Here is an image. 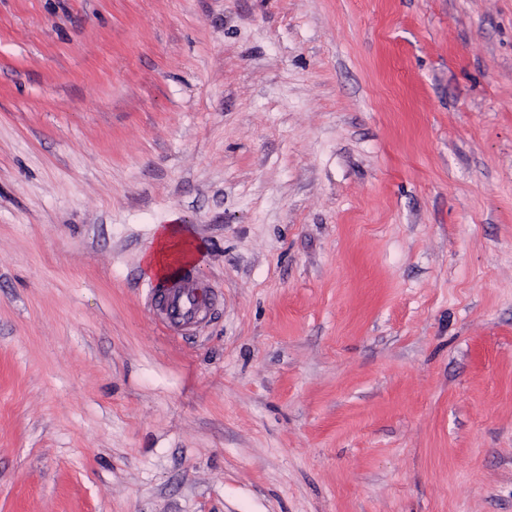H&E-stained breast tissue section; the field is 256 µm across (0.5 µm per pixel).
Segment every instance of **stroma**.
<instances>
[{"instance_id":"35a3bbf8","label":"stroma","mask_w":512,"mask_h":512,"mask_svg":"<svg viewBox=\"0 0 512 512\" xmlns=\"http://www.w3.org/2000/svg\"><path fill=\"white\" fill-rule=\"evenodd\" d=\"M0 512H512V0H0ZM182 225L166 224L158 228L155 248L144 257L150 272L165 277L177 268L200 263L201 248ZM147 291L150 306L160 308L157 322L169 336H182L188 325H192L193 332L197 333L204 313L217 296L212 284L194 280L187 271L163 282L152 283Z\"/></svg>"}]
</instances>
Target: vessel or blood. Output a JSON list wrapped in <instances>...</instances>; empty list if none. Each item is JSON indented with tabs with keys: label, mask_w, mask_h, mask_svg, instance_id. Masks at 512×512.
I'll use <instances>...</instances> for the list:
<instances>
[{
	"label": "vessel or blood",
	"mask_w": 512,
	"mask_h": 512,
	"mask_svg": "<svg viewBox=\"0 0 512 512\" xmlns=\"http://www.w3.org/2000/svg\"><path fill=\"white\" fill-rule=\"evenodd\" d=\"M216 296L212 284L196 281L185 271L147 288L148 302L158 310L157 322L171 336L183 335L189 325L200 327Z\"/></svg>",
	"instance_id": "b4317fda"
}]
</instances>
